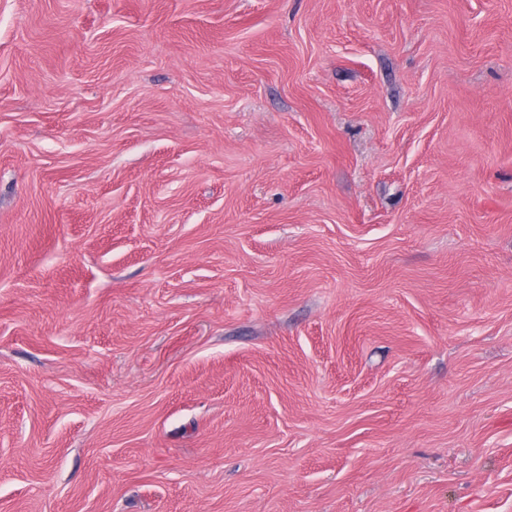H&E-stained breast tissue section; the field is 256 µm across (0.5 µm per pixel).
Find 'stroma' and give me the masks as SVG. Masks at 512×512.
Listing matches in <instances>:
<instances>
[{"label": "stroma", "mask_w": 512, "mask_h": 512, "mask_svg": "<svg viewBox=\"0 0 512 512\" xmlns=\"http://www.w3.org/2000/svg\"><path fill=\"white\" fill-rule=\"evenodd\" d=\"M0 512H512V0H0Z\"/></svg>", "instance_id": "1"}]
</instances>
